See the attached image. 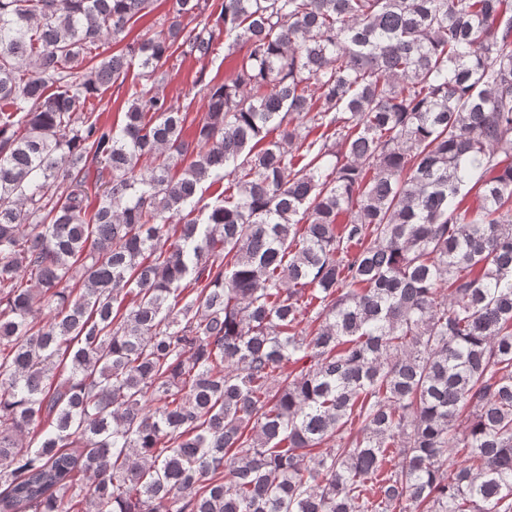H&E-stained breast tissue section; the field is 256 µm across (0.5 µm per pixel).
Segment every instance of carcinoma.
Masks as SVG:
<instances>
[{"instance_id": "1", "label": "carcinoma", "mask_w": 512, "mask_h": 512, "mask_svg": "<svg viewBox=\"0 0 512 512\" xmlns=\"http://www.w3.org/2000/svg\"><path fill=\"white\" fill-rule=\"evenodd\" d=\"M150 4L0 0V512H512V0ZM171 1L172 0H152L151 7L146 10L149 13L140 18L132 26L130 34L125 38L124 41L115 45L112 39L107 40L106 44L104 45V48L107 49L105 55L109 54L111 50L113 52L117 49L123 48L125 44L131 42L136 35L139 33H144L148 29H150L151 32H158L163 29V27L165 29L166 27L163 25V23L167 18L169 9L171 8ZM224 58V50L220 52V58L215 63L197 61L194 58H187L176 61L170 59L163 67L166 74L160 80L158 89L160 92L179 107L183 112H190L189 119L197 117L199 119L206 111V100L202 94H197V88H193V80L201 66H206V81L213 80L214 84L224 83L225 78L231 74L232 63L227 59L221 63ZM138 69L135 68L128 73L124 82L104 89L98 98L92 99L94 109L100 115L102 122L113 123L121 121L122 113L127 106V99L131 96L134 85L139 81L137 78Z\"/></svg>"}]
</instances>
